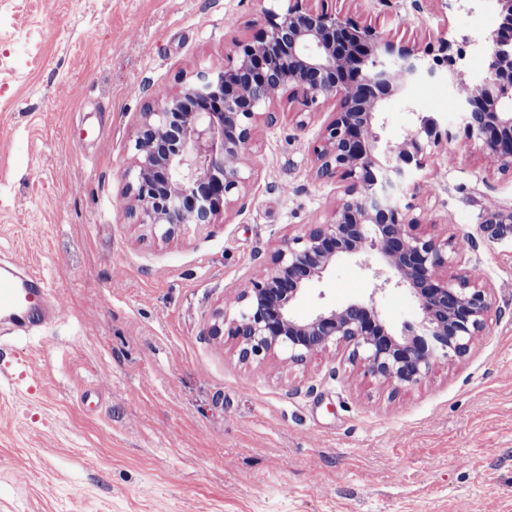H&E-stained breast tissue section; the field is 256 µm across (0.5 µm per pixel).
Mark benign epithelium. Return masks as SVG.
I'll return each mask as SVG.
<instances>
[{"label":"benign epithelium","mask_w":512,"mask_h":512,"mask_svg":"<svg viewBox=\"0 0 512 512\" xmlns=\"http://www.w3.org/2000/svg\"><path fill=\"white\" fill-rule=\"evenodd\" d=\"M263 10L261 36L236 40L218 71L200 70L179 91L139 113L133 160L124 173L125 210L163 241L189 224H215L236 207L254 168L243 162L275 107H292L302 127L324 102L335 105L312 148L319 178L342 183L329 219L307 224L269 256L262 274L214 315L209 333L231 337L239 360L282 355L304 367L331 347L348 352L366 377L395 396L424 382L441 359L466 357L484 335L490 288L469 271L451 272L457 235L420 230L410 200L430 151L453 139L444 122L418 117L398 144H381L383 102L406 86L447 78L464 133L486 156L512 167V0H493L498 25L481 38L447 30L438 49L384 36L350 16L317 10L312 0H275ZM486 56L481 83L470 85L463 47ZM374 250L417 300L423 317L408 336L386 330L376 307L351 302L299 318L293 308L345 257Z\"/></svg>","instance_id":"benign-epithelium-1"}]
</instances>
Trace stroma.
I'll return each instance as SVG.
<instances>
[{"mask_svg":"<svg viewBox=\"0 0 512 512\" xmlns=\"http://www.w3.org/2000/svg\"><path fill=\"white\" fill-rule=\"evenodd\" d=\"M270 0H0V264L40 274L58 314L0 330V512H512V171L449 116L414 200L458 235L460 266L491 289L484 336L390 398L342 349L306 368L245 365L208 334L215 309L339 183L310 156L334 110L260 127L244 198L168 242L130 224L122 178L134 122L160 92L217 68ZM426 47L472 15L434 0H314ZM420 83L382 106V142L430 115ZM373 251L339 261L298 315L374 299L393 334L419 323L403 288L376 291Z\"/></svg>","mask_w":512,"mask_h":512,"instance_id":"stroma-1","label":"stroma"}]
</instances>
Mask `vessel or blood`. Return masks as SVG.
Segmentation results:
<instances>
[{
  "label": "vessel or blood",
  "mask_w": 512,
  "mask_h": 512,
  "mask_svg": "<svg viewBox=\"0 0 512 512\" xmlns=\"http://www.w3.org/2000/svg\"><path fill=\"white\" fill-rule=\"evenodd\" d=\"M50 290L36 273H28L23 280L0 276V319L24 326L47 321L51 310Z\"/></svg>",
  "instance_id": "1"
}]
</instances>
